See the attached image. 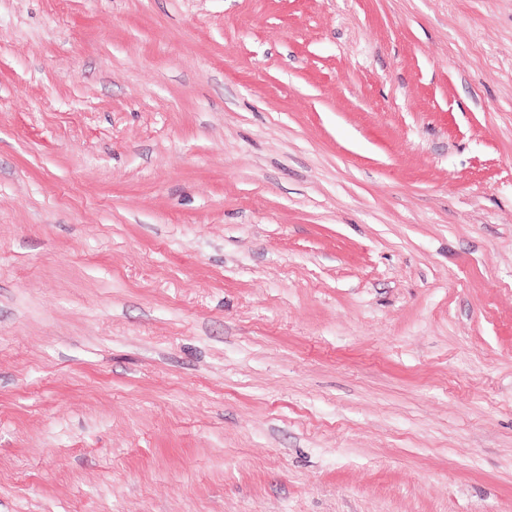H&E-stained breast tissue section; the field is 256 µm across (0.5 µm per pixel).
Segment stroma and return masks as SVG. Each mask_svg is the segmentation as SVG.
Segmentation results:
<instances>
[{"mask_svg":"<svg viewBox=\"0 0 512 512\" xmlns=\"http://www.w3.org/2000/svg\"><path fill=\"white\" fill-rule=\"evenodd\" d=\"M0 512H512V0H0Z\"/></svg>","mask_w":512,"mask_h":512,"instance_id":"obj_1","label":"stroma"}]
</instances>
